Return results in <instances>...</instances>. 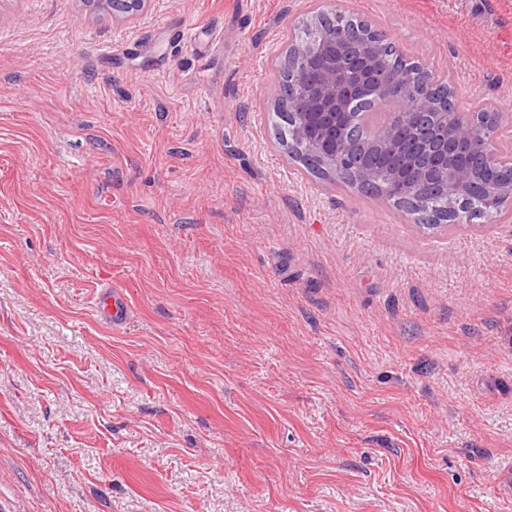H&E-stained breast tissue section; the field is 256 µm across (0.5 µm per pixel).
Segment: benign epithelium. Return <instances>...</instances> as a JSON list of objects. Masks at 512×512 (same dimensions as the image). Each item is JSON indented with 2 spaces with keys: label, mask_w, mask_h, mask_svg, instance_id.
<instances>
[{
  "label": "benign epithelium",
  "mask_w": 512,
  "mask_h": 512,
  "mask_svg": "<svg viewBox=\"0 0 512 512\" xmlns=\"http://www.w3.org/2000/svg\"><path fill=\"white\" fill-rule=\"evenodd\" d=\"M349 19L336 13L334 27L325 31L318 49L293 44L286 47L285 57L294 78L293 95L289 108L293 112L298 137L312 155L333 172H349L360 182L369 179L368 170L357 159L349 140L347 104L368 94H389L401 101L418 100L412 111L403 108L393 113L381 136L383 150L400 155L405 146L421 151L422 141L437 132L438 138L429 161L423 168L413 162H401L404 169L384 188L392 202L403 201L420 210L427 209L423 189L438 191L448 196V212L456 210L462 194L473 183L466 170L448 167V161L458 153H489L495 145V134L504 120L512 121L509 112H487L481 117L463 122L451 112H433L427 101V92L409 86L399 78L378 83L374 78L377 59L375 47L366 42L358 55L347 63L336 62V49L349 41ZM487 201L512 203L511 183H488L483 187Z\"/></svg>",
  "instance_id": "1"
}]
</instances>
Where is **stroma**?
Masks as SVG:
<instances>
[{"label": "stroma", "instance_id": "1", "mask_svg": "<svg viewBox=\"0 0 512 512\" xmlns=\"http://www.w3.org/2000/svg\"><path fill=\"white\" fill-rule=\"evenodd\" d=\"M320 2L0 0V512H512V218L289 163ZM337 4L512 113V0ZM96 307L99 314L111 323L112 327H119L126 321L128 303L124 295L115 288H100L97 293Z\"/></svg>", "mask_w": 512, "mask_h": 512}]
</instances>
